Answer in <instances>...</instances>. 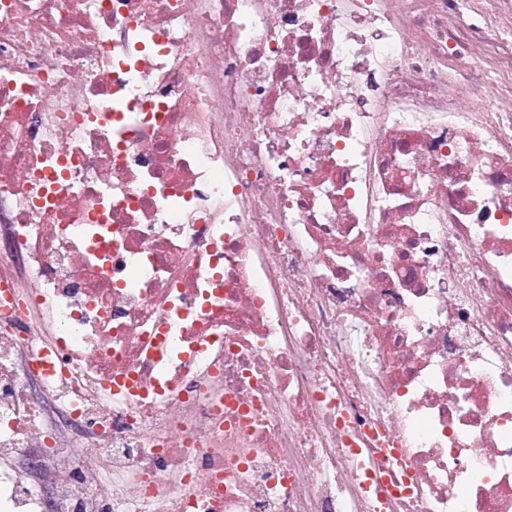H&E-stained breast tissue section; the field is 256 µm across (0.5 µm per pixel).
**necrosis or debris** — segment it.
Segmentation results:
<instances>
[{"mask_svg":"<svg viewBox=\"0 0 512 512\" xmlns=\"http://www.w3.org/2000/svg\"><path fill=\"white\" fill-rule=\"evenodd\" d=\"M1 206L0 512H512V0H0Z\"/></svg>","mask_w":512,"mask_h":512,"instance_id":"1","label":"necrosis or debris"}]
</instances>
